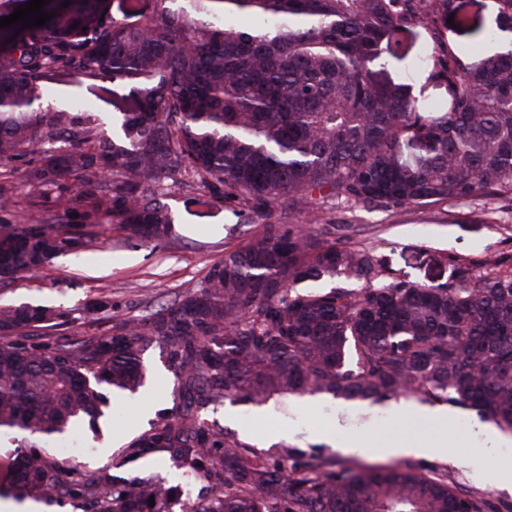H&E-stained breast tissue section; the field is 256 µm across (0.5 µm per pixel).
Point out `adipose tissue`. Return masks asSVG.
<instances>
[{"instance_id": "ef3b65f1", "label": "adipose tissue", "mask_w": 512, "mask_h": 512, "mask_svg": "<svg viewBox=\"0 0 512 512\" xmlns=\"http://www.w3.org/2000/svg\"><path fill=\"white\" fill-rule=\"evenodd\" d=\"M428 418L437 431L436 437L432 440L411 439L397 434L382 441L353 439L349 441L348 446L356 452L366 455L444 457L448 447V415L444 412H432L429 413Z\"/></svg>"}]
</instances>
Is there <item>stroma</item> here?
Here are the masks:
<instances>
[{"label":"stroma","instance_id":"35a3bbf8","mask_svg":"<svg viewBox=\"0 0 512 512\" xmlns=\"http://www.w3.org/2000/svg\"><path fill=\"white\" fill-rule=\"evenodd\" d=\"M463 26L453 27L450 38L462 48L472 47L476 27H490L495 16V0H460ZM88 82L75 75L61 78L40 105L41 111L66 109L73 100L85 102L87 111L108 116L110 105L98 101L87 90ZM25 164L15 161L0 176V219L24 224L42 218L46 208L39 193L24 178ZM193 190L172 188L165 196L175 218L170 235L162 241L144 243L126 231L112 228L101 235L92 250L64 255L37 277L20 280L0 289V299L32 302L64 312L62 327L72 339L99 336L116 322L143 317L176 296L199 286L209 267L226 252L242 246L263 224L253 216L244 222L232 208L216 201L208 206L193 204ZM323 223L336 227L337 235L352 245L372 250L391 276L413 281L441 283L452 280L458 265H470L482 272L493 262L512 269V200L492 193L454 204L424 206L361 207L332 206ZM105 292L112 296L111 313L92 319L84 314L86 303ZM147 386L140 394L114 401L105 422V438H93L90 431L78 429L83 445L92 449L81 459L82 469L112 467L122 476L147 477L178 482L176 464L153 454L129 462L122 455L124 446L148 430L152 423L175 408L172 395L174 375L160 348L143 355ZM451 423L448 427L447 458L413 457L409 463L417 471L447 480L484 499L491 512H512V494L495 490L491 474L501 463L512 461V444L488 450L477 433L482 419L477 412L445 405ZM214 418L224 428L245 436L261 448L288 442L295 452L335 454L359 467L395 465L394 457L364 455L342 448L318 444L315 432L334 429L337 438L360 436L383 439L401 432L414 439L435 436L433 424L425 416H412L398 423L380 407L353 408L330 397L307 396L281 405L270 400L263 408L225 405Z\"/></svg>","mask_w":512,"mask_h":512}]
</instances>
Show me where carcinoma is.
<instances>
[{
  "mask_svg": "<svg viewBox=\"0 0 512 512\" xmlns=\"http://www.w3.org/2000/svg\"><path fill=\"white\" fill-rule=\"evenodd\" d=\"M490 42L512 34L496 0ZM457 0H51L43 26L0 28V165L27 159L45 217L0 222V287L78 254L116 224L150 243L174 219L147 186L192 187L239 217L278 215L213 264L200 288L100 336L33 342L58 310L0 300V497L78 512H172L178 485L109 467L52 463L45 436L99 430L108 398L144 384L157 345L174 371L176 413L124 448L163 453L208 483L180 512H485V504L409 464L366 472L268 449L209 419L224 403L327 395L378 406L412 395L452 403L512 431V271L459 265L437 285L389 277L372 251L311 225L351 206L512 195V41L471 63L444 39ZM247 18L243 27L238 20ZM422 24L438 51L404 80L398 35ZM70 71L112 93V135L87 112H35ZM444 84L428 105L412 81ZM109 82L112 87L104 86ZM365 283L336 286L339 277ZM112 310L105 293L85 313ZM154 505H149V501Z\"/></svg>",
  "mask_w": 512,
  "mask_h": 512,
  "instance_id": "carcinoma-1",
  "label": "carcinoma"
}]
</instances>
